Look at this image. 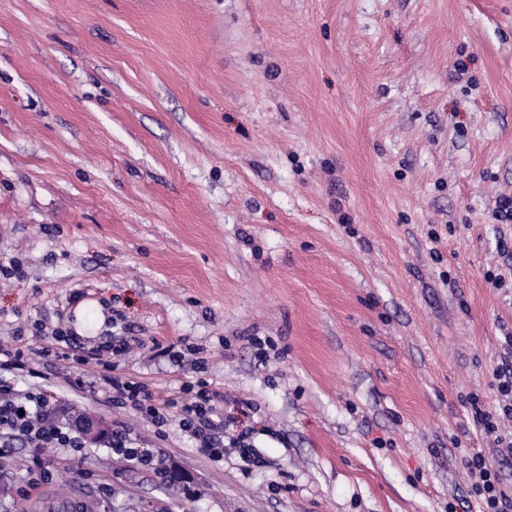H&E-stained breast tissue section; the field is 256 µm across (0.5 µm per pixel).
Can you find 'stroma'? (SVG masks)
I'll return each mask as SVG.
<instances>
[{
	"label": "stroma",
	"instance_id": "35a3bbf8",
	"mask_svg": "<svg viewBox=\"0 0 512 512\" xmlns=\"http://www.w3.org/2000/svg\"><path fill=\"white\" fill-rule=\"evenodd\" d=\"M512 0H0V340L144 345L119 373L223 394L216 463L170 417L66 384L186 486L112 455L0 457V512H448L493 443L512 286ZM176 346L173 365L159 347ZM205 361L194 371L192 357ZM468 404L473 416L474 422L478 425L481 431L486 435L493 438V443L496 445L494 448L497 456L501 461L511 462L512 460V433L500 432L498 426V417L491 412L483 409L480 398L478 395H471ZM45 510L48 512H95L96 504L90 495L76 492L66 500H52L46 503Z\"/></svg>",
	"mask_w": 512,
	"mask_h": 512
}]
</instances>
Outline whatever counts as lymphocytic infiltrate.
I'll return each instance as SVG.
<instances>
[{
	"mask_svg": "<svg viewBox=\"0 0 512 512\" xmlns=\"http://www.w3.org/2000/svg\"><path fill=\"white\" fill-rule=\"evenodd\" d=\"M49 345L59 360L83 365L96 359L100 368L97 382L116 407H132L145 412L158 425L164 424L170 411L179 414V426L196 444L197 450L210 460L224 458V425L218 405L220 392L199 383L196 391L183 399L165 398L150 384L133 381L117 372L118 357L132 348L128 339L113 341L105 350L86 353L78 337L60 328L52 329ZM36 353L22 341L5 346L0 344V430H6L33 448H73L77 442L62 424L56 407L45 393L31 392L19 396L16 381L20 373L37 376ZM498 390L501 396V415L483 409L478 395H471L468 403L474 422L481 431L492 437L500 460H512V433L500 431L499 416L512 418V370L499 373ZM469 484L457 495L463 512H512V490L508 479L498 466L486 459L482 450H472L463 458Z\"/></svg>",
	"mask_w": 512,
	"mask_h": 512,
	"instance_id": "1",
	"label": "lymphocytic infiltrate"
}]
</instances>
